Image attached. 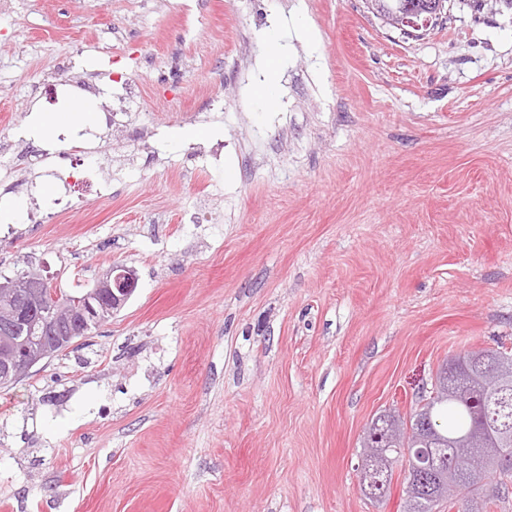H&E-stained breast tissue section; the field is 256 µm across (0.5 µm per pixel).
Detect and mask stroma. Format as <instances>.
<instances>
[{
  "label": "stroma",
  "instance_id": "35a3bbf8",
  "mask_svg": "<svg viewBox=\"0 0 512 512\" xmlns=\"http://www.w3.org/2000/svg\"><path fill=\"white\" fill-rule=\"evenodd\" d=\"M12 3L0 199L26 210L0 276L138 288L0 386V512H399L402 473L382 504L358 485L371 419L452 355L512 351V7L449 0L412 39L364 0ZM51 74L131 118L18 137L65 109L27 93ZM61 175L85 195L52 216ZM278 63L276 54L271 52L267 59L268 75L260 91V97L267 103L274 102L279 95Z\"/></svg>",
  "mask_w": 512,
  "mask_h": 512
}]
</instances>
